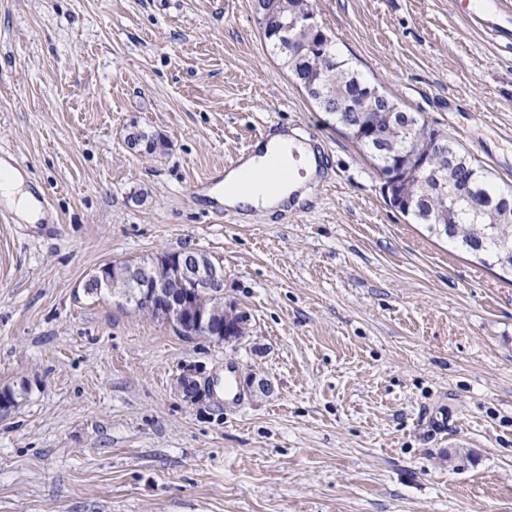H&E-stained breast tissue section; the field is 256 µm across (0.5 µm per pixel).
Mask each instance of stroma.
<instances>
[{
  "label": "stroma",
  "instance_id": "35a3bbf8",
  "mask_svg": "<svg viewBox=\"0 0 512 512\" xmlns=\"http://www.w3.org/2000/svg\"><path fill=\"white\" fill-rule=\"evenodd\" d=\"M400 106L512 185V45L455 0H317ZM164 151L125 144L132 126ZM304 127L326 183L248 218L197 182ZM0 147L58 222L0 223V512H512V276L392 208L269 53L253 0H0ZM200 250L250 315L187 339L84 294L107 263ZM190 365L269 395L178 394Z\"/></svg>",
  "mask_w": 512,
  "mask_h": 512
}]
</instances>
